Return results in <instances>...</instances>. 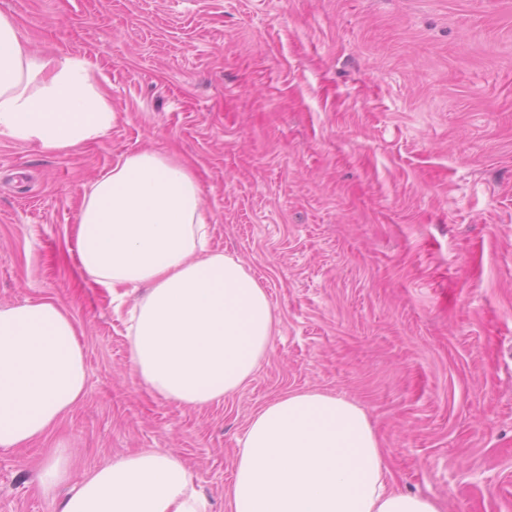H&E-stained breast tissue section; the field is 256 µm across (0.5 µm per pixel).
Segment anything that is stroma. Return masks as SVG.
<instances>
[{"label":"stroma","mask_w":512,"mask_h":512,"mask_svg":"<svg viewBox=\"0 0 512 512\" xmlns=\"http://www.w3.org/2000/svg\"><path fill=\"white\" fill-rule=\"evenodd\" d=\"M29 47L96 66L111 131L67 153L0 141V306L81 326L82 401L0 450V512H59L72 476L177 454L228 512L238 441L281 395L367 412L391 487L512 512V0H0ZM152 149L202 185L211 245L266 288L278 331L247 384L190 408L150 392L77 270L85 193Z\"/></svg>","instance_id":"35a3bbf8"}]
</instances>
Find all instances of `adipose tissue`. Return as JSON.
I'll return each mask as SVG.
<instances>
[{
    "label": "adipose tissue",
    "mask_w": 512,
    "mask_h": 512,
    "mask_svg": "<svg viewBox=\"0 0 512 512\" xmlns=\"http://www.w3.org/2000/svg\"><path fill=\"white\" fill-rule=\"evenodd\" d=\"M112 120L90 62L30 51L15 19L0 12V140L62 153L102 138ZM211 230L191 168L151 150L121 155L91 185L77 224L80 271L109 292L141 382L192 408L241 389L279 325L240 259L210 248ZM78 331L50 299L0 306V449L42 438L82 400ZM40 483L69 485L60 512H212L182 460L159 448L114 458L75 483L59 453ZM227 499L229 512H442L435 499L390 487L359 404L312 389L253 415Z\"/></svg>",
    "instance_id": "obj_1"
}]
</instances>
